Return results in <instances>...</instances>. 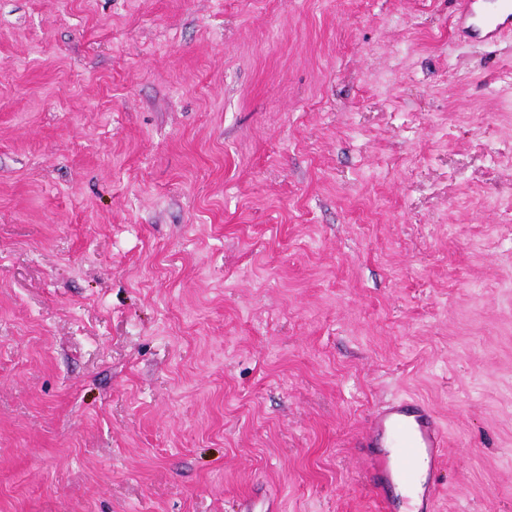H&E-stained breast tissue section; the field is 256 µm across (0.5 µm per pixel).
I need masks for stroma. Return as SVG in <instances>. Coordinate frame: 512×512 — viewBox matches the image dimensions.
Segmentation results:
<instances>
[{"mask_svg":"<svg viewBox=\"0 0 512 512\" xmlns=\"http://www.w3.org/2000/svg\"><path fill=\"white\" fill-rule=\"evenodd\" d=\"M455 0H0V512H512V33ZM458 5L456 26L464 33L492 40L512 32L511 0H460ZM447 445L436 412L423 400L388 401L369 414L359 448H387L374 457L371 469V486L384 511L391 510L387 489L392 493L393 467L399 468L397 478L414 477L418 465L432 473Z\"/></svg>","mask_w":512,"mask_h":512,"instance_id":"obj_1","label":"stroma"}]
</instances>
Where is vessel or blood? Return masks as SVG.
I'll use <instances>...</instances> for the list:
<instances>
[{"label":"vessel or blood","mask_w":512,"mask_h":512,"mask_svg":"<svg viewBox=\"0 0 512 512\" xmlns=\"http://www.w3.org/2000/svg\"><path fill=\"white\" fill-rule=\"evenodd\" d=\"M457 26L463 32L492 40L512 32V0H459ZM360 447L376 449L371 486L384 512L395 477L414 475L417 466L436 469L448 442L436 412L420 399L392 400L367 418Z\"/></svg>","instance_id":"1"}]
</instances>
